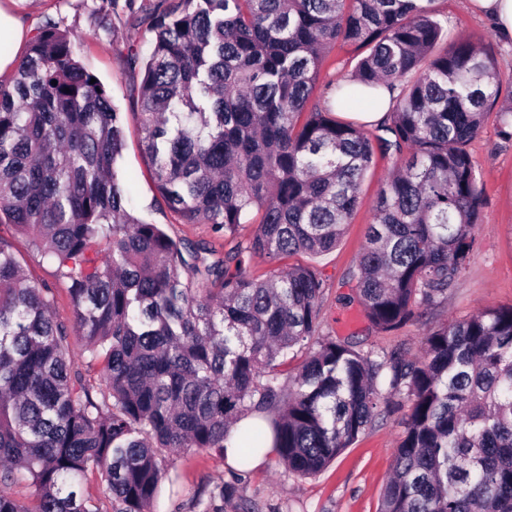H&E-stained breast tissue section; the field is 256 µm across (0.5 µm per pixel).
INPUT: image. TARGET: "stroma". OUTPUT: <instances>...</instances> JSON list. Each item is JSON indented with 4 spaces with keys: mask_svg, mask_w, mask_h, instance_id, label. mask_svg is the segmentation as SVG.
I'll list each match as a JSON object with an SVG mask.
<instances>
[{
    "mask_svg": "<svg viewBox=\"0 0 512 512\" xmlns=\"http://www.w3.org/2000/svg\"><path fill=\"white\" fill-rule=\"evenodd\" d=\"M435 7L449 38L472 39L495 55L502 80L500 100L512 102V39L504 37L491 18L475 12L470 0H436ZM11 9L31 36L46 18L60 21L76 42L78 60L100 79L121 112L126 145L117 169L133 179L131 199L140 216L162 225L173 238L207 243L221 253L234 243L248 244L254 225H241L235 238L227 239L214 233L211 225L180 223L157 191L142 152V134L129 109L134 82L126 61L127 50L143 55L149 52L153 32L131 20L94 13L93 0H13ZM357 60L353 47L336 43L327 55L314 101L329 100L331 93L325 90V83L344 79ZM497 125V117L489 116L471 145L483 189L485 220L476 232L470 264L442 307L422 313L396 331L377 332L370 328L356 294L351 275L365 245L379 193L399 162L392 153L375 152L362 180L358 207L334 250L319 255L300 253L284 263L255 256L247 266L250 276L259 281L268 279L286 263L313 267L326 281L322 334L352 339L361 349L379 355L399 348L407 357H418L425 334L439 324L487 308L512 306V142L499 138ZM0 237L20 255L29 279L51 288L56 319L71 323L73 305L56 266L32 249L26 237L11 225L0 224ZM405 414L402 407L381 411L330 466L309 478L286 473L271 458L250 465L240 477L216 451L183 454L173 463L178 476L174 489L162 491L156 512H175L177 505L206 497L208 490L222 483L236 488L233 496L225 498L224 512H377L404 431Z\"/></svg>",
    "mask_w": 512,
    "mask_h": 512,
    "instance_id": "1",
    "label": "stroma"
}]
</instances>
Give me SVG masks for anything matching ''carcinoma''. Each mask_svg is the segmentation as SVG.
<instances>
[{
	"instance_id": "1",
	"label": "carcinoma",
	"mask_w": 512,
	"mask_h": 512,
	"mask_svg": "<svg viewBox=\"0 0 512 512\" xmlns=\"http://www.w3.org/2000/svg\"><path fill=\"white\" fill-rule=\"evenodd\" d=\"M434 2L101 0L155 33L127 64L161 197L183 224L256 225L217 259L135 213L121 113L68 32L39 27L0 80V224L57 266L74 312L57 322L52 290L0 240V484L33 488L30 503L0 491V512H99L81 491L90 469L111 512H153L174 456L231 440L240 467L271 448L314 477L373 422L381 380L409 414L379 512H512V306L438 326L421 358L374 357L320 333L314 268H245L336 248L377 148L405 161L352 274L366 317L391 332L448 299L484 222L468 147L494 110L512 141V106L494 58L448 40ZM338 41L363 57L324 107L312 96ZM378 111L372 130L333 117ZM72 332L107 394L72 369ZM233 492L215 486L205 512Z\"/></svg>"
}]
</instances>
